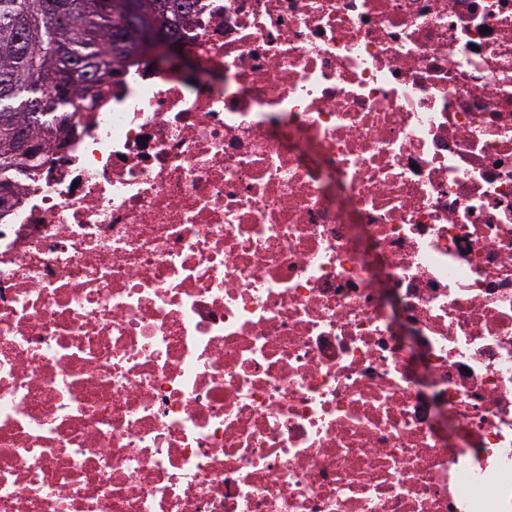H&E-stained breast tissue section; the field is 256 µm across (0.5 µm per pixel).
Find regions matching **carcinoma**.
Instances as JSON below:
<instances>
[{
	"label": "carcinoma",
	"instance_id": "cac0c4a2",
	"mask_svg": "<svg viewBox=\"0 0 512 512\" xmlns=\"http://www.w3.org/2000/svg\"><path fill=\"white\" fill-rule=\"evenodd\" d=\"M0 0V180L32 156L11 136L23 126L39 151L70 136L68 121L93 111L112 75L146 53L143 31L177 40L194 0Z\"/></svg>",
	"mask_w": 512,
	"mask_h": 512
}]
</instances>
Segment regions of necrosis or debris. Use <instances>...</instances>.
Here are the masks:
<instances>
[{"label":"necrosis or debris","mask_w":512,"mask_h":512,"mask_svg":"<svg viewBox=\"0 0 512 512\" xmlns=\"http://www.w3.org/2000/svg\"><path fill=\"white\" fill-rule=\"evenodd\" d=\"M0 206V512H512V0H199Z\"/></svg>","instance_id":"4bbe7bcc"}]
</instances>
